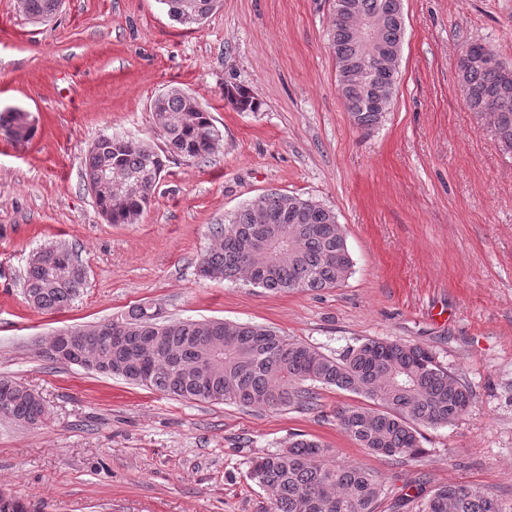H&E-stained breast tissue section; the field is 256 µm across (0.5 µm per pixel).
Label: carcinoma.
Returning a JSON list of instances; mask_svg holds the SVG:
<instances>
[{"label":"carcinoma","instance_id":"cac0c4a2","mask_svg":"<svg viewBox=\"0 0 512 512\" xmlns=\"http://www.w3.org/2000/svg\"><path fill=\"white\" fill-rule=\"evenodd\" d=\"M178 17L198 10L201 25L217 9L218 0H170ZM59 0H23L32 19L45 21ZM333 7L346 21L331 20L327 31L337 67L364 63L366 49L357 28L369 22L380 44L400 55L404 27L402 0H337ZM460 85L471 111L489 102L504 117L503 134L512 143V86L501 85L498 70L473 65L459 71ZM338 93L355 125L376 128L382 112L369 104L370 86L354 73L338 82ZM224 100L239 112H257L260 102L241 86L224 88ZM154 123L164 132L166 150L150 141L101 137L84 161L87 189L98 187L99 174L112 169V190L96 194L101 210L112 208L113 224H135L149 206L161 178L165 153L205 160L220 131L207 106L194 93L171 87L150 104ZM22 113H0V130L14 142ZM214 244L202 255L199 273L213 280H244L268 291L291 292L336 288L352 274V259L336 213L312 199L271 191L246 202L213 230ZM346 256L336 265V256ZM24 279L27 303L40 311L66 309L83 287V267L65 247L49 244L33 253ZM112 336L83 368L120 377L134 385L187 400L229 402L265 409L312 411L316 388H335L363 398L360 404L336 409L339 427L368 453L393 463L421 457L419 426L453 424L474 396L455 380L428 348L394 340L367 338L337 357L290 339L264 326L224 320L158 321L150 306L137 305L110 321ZM159 338L160 351L150 361L144 346ZM29 426L46 419L42 398L23 384L0 378V416ZM247 477L271 496L272 512H375L383 493L370 469L336 462L331 450L305 434L294 433L288 447L252 462ZM417 512H501L498 500L466 485H443L420 497Z\"/></svg>","mask_w":512,"mask_h":512}]
</instances>
